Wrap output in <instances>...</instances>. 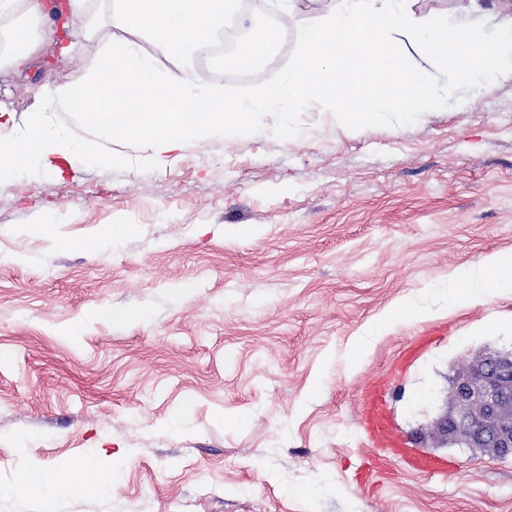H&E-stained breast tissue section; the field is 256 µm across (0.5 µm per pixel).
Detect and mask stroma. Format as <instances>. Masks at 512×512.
<instances>
[{"label": "stroma", "mask_w": 512, "mask_h": 512, "mask_svg": "<svg viewBox=\"0 0 512 512\" xmlns=\"http://www.w3.org/2000/svg\"><path fill=\"white\" fill-rule=\"evenodd\" d=\"M334 5L254 0L247 21L280 38L265 68L217 65L203 44L199 89L277 82L302 51L295 17L316 25ZM411 7L493 36L512 23V0ZM64 40L66 54L40 33L33 65H0L17 122L45 110V85L85 84L113 41L177 69L143 30ZM430 73L448 101L428 112L358 128L316 102L189 139L161 165L117 140L112 165L74 156L0 188V485L94 452L112 473L93 495L0 494V512H512V456L436 433L455 370L512 351V288L465 308L447 295L457 270L512 253V81ZM407 299L427 317L373 334ZM103 308L137 317L89 319ZM374 390L396 445L371 434ZM421 457L443 470L418 472Z\"/></svg>", "instance_id": "obj_1"}]
</instances>
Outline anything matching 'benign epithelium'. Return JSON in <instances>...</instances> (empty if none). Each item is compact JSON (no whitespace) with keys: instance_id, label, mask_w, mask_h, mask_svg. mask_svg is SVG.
I'll use <instances>...</instances> for the list:
<instances>
[{"instance_id":"benign-epithelium-1","label":"benign epithelium","mask_w":512,"mask_h":512,"mask_svg":"<svg viewBox=\"0 0 512 512\" xmlns=\"http://www.w3.org/2000/svg\"><path fill=\"white\" fill-rule=\"evenodd\" d=\"M248 26L225 28V42L236 49L247 40ZM438 425L451 445L484 448L495 456L512 454V352L480 357L456 372Z\"/></svg>"}]
</instances>
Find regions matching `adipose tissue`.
<instances>
[{
    "instance_id": "adipose-tissue-1",
    "label": "adipose tissue",
    "mask_w": 512,
    "mask_h": 512,
    "mask_svg": "<svg viewBox=\"0 0 512 512\" xmlns=\"http://www.w3.org/2000/svg\"><path fill=\"white\" fill-rule=\"evenodd\" d=\"M24 12L27 23L0 35V62L26 64L37 40L29 26L55 19L81 21L84 35L99 25L145 29L160 40L180 66L166 81L154 78L153 59L136 45L106 44L99 72L90 83L46 89L47 100L71 117L55 127L50 113H31L15 127L11 111L0 108V184L15 171L80 154L93 162L112 161L108 142L117 138L146 140L156 160L181 149L188 139L226 129L250 131L259 113L277 107L283 113L304 111L319 101L351 124H374L384 112L411 114L437 103L428 65L438 66L464 84L493 85L512 80V28L488 39L476 25L415 16L409 0H336V8L316 26H303L302 54L278 82L241 101L225 100L216 89L199 92L193 53L199 43L223 31L233 0H108L103 19L86 17L85 0H63L50 10L42 0H0V18ZM417 56H410L409 46ZM512 288V253L495 254L460 270L448 283V298L457 306L483 302ZM110 481L109 471L85 459L69 468L26 470L20 488L36 493L63 490L97 493Z\"/></svg>"
}]
</instances>
